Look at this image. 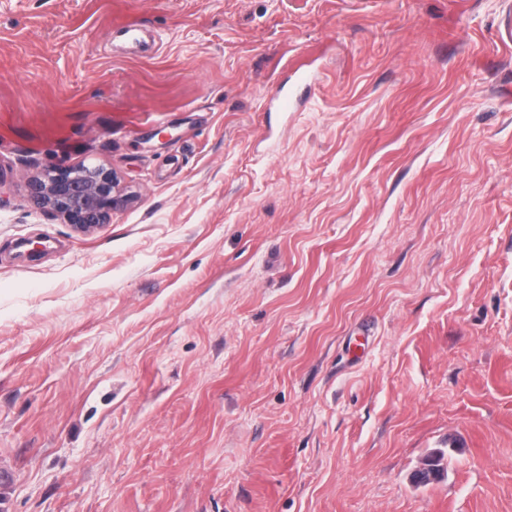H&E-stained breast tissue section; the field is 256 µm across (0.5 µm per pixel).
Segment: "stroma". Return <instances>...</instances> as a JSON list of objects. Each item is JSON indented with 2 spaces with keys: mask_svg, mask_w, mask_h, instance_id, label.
Listing matches in <instances>:
<instances>
[{
  "mask_svg": "<svg viewBox=\"0 0 512 512\" xmlns=\"http://www.w3.org/2000/svg\"><path fill=\"white\" fill-rule=\"evenodd\" d=\"M511 16L0 0V512H512ZM28 188L37 208L81 232L107 224L113 212L133 200L112 169L96 164L46 169L30 181Z\"/></svg>",
  "mask_w": 512,
  "mask_h": 512,
  "instance_id": "stroma-1",
  "label": "stroma"
}]
</instances>
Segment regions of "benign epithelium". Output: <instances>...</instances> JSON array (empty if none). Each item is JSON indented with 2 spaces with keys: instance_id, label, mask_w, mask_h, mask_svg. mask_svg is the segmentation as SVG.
<instances>
[{
  "instance_id": "1",
  "label": "benign epithelium",
  "mask_w": 512,
  "mask_h": 512,
  "mask_svg": "<svg viewBox=\"0 0 512 512\" xmlns=\"http://www.w3.org/2000/svg\"><path fill=\"white\" fill-rule=\"evenodd\" d=\"M28 188L37 208L81 232L108 223L113 212L133 200L112 169L96 164L46 169L30 181Z\"/></svg>"
}]
</instances>
